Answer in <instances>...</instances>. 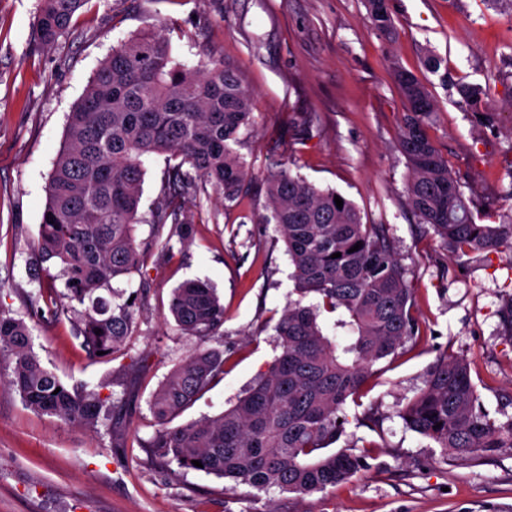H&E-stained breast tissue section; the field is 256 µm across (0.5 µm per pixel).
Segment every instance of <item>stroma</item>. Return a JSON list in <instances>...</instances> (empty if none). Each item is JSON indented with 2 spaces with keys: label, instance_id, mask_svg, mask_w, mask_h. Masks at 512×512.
<instances>
[{
  "label": "stroma",
  "instance_id": "1",
  "mask_svg": "<svg viewBox=\"0 0 512 512\" xmlns=\"http://www.w3.org/2000/svg\"><path fill=\"white\" fill-rule=\"evenodd\" d=\"M40 6L0 0V310L26 321L47 368L106 404L124 402L131 358H145L146 372L120 437L105 419L87 429L37 413L0 384V512H512V448L449 460L398 415L443 357L470 361L495 423L512 415V338L499 317L512 296V249L457 257L412 212L393 75L412 71L431 91L437 118L427 132L476 222L512 213V12L485 0H391L392 30L381 33L365 0H89L45 46L34 29ZM150 26L167 29L177 61L221 59L242 77L253 112L238 148L248 190L230 209L213 192L189 203V245L150 256L120 283L135 298V334L125 352L99 360L76 337L72 312L37 313L29 266L69 112L113 47ZM429 54L441 73L425 68ZM459 83L487 87L482 107L496 113L495 126L477 125ZM274 160L387 228L419 325L416 342L377 365L362 406L347 409L337 445L367 447L369 469L304 497L192 470L174 478L145 447L155 431L151 393L197 346L222 352L224 373L180 425L231 407L281 353L274 326L293 283L285 243L262 221ZM187 280L215 288L221 335L198 341L172 318V290Z\"/></svg>",
  "mask_w": 512,
  "mask_h": 512
}]
</instances>
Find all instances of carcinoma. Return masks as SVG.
Listing matches in <instances>:
<instances>
[{
  "label": "carcinoma",
  "mask_w": 512,
  "mask_h": 512,
  "mask_svg": "<svg viewBox=\"0 0 512 512\" xmlns=\"http://www.w3.org/2000/svg\"><path fill=\"white\" fill-rule=\"evenodd\" d=\"M88 2L43 0L34 21L41 43H54ZM365 4L372 27L390 31L389 3ZM394 79L405 108L400 148L409 170L407 197L420 223L458 254L512 249V214L498 225L477 223L448 161L429 138L426 126L435 115L430 90L404 69H396ZM456 89L480 124L495 125V116L480 110L481 86ZM251 117V98L235 69L214 59L196 68L183 65L169 37L155 27L112 48L90 78L68 117L37 239L47 313L54 316L65 305L77 314L90 355L110 357L134 336L133 305L113 306L103 292L122 298L113 284L141 272L149 253L172 256L175 237L188 245L193 220L185 214L186 198L211 189L224 202L239 204L248 171L235 146ZM163 154L178 163L168 165L151 210L154 238L138 242L145 163ZM265 190L271 221L286 243L296 295L274 327L282 352L232 407L172 427L224 373L221 352L192 351L147 401L158 425L148 447L174 475L202 471L257 490L305 496L348 483L370 467L368 455L334 444L347 423L345 407L361 405L373 367L417 339L415 295L384 225L364 223L352 201L345 198L337 208V192L278 163ZM358 242L360 249L351 251ZM86 303L85 310H76ZM169 309L180 330L201 341L224 325V305L204 282L175 288ZM340 309L348 320L336 326L350 327L351 334L334 343L324 334L320 311ZM143 370L139 359L128 365L125 408L111 416L117 434L131 417ZM0 380L36 412L88 427L98 421L99 395L69 387L47 370L33 351L28 325L2 310ZM399 417L407 429L459 459L512 448V417L500 425L489 418L462 358L439 359Z\"/></svg>",
  "instance_id": "obj_1"
}]
</instances>
